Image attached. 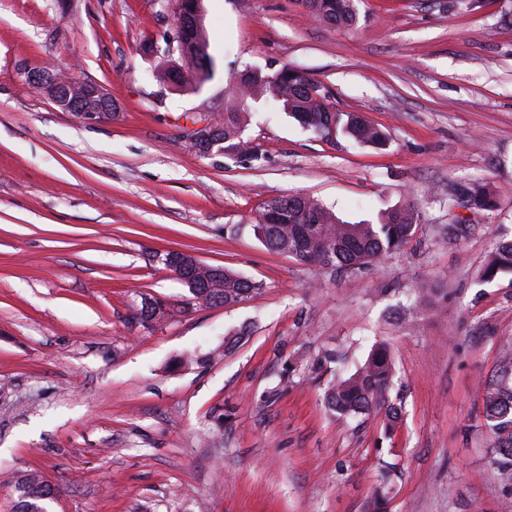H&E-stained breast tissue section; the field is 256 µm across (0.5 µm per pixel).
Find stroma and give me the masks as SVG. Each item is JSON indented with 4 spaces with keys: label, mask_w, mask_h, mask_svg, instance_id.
<instances>
[{
    "label": "stroma",
    "mask_w": 512,
    "mask_h": 512,
    "mask_svg": "<svg viewBox=\"0 0 512 512\" xmlns=\"http://www.w3.org/2000/svg\"><path fill=\"white\" fill-rule=\"evenodd\" d=\"M202 5L212 72L193 91L153 80L144 51L173 30L175 0H0V512L28 469L56 487L50 512H368L380 493L384 512H512L484 405L512 354V275L480 277L512 238V0H359L351 29L297 0ZM247 66L308 72L386 146L327 141L256 103L245 135L261 160L196 153L192 121L223 111ZM34 70L98 83L117 110L62 111ZM469 179L494 212L449 207ZM293 193L351 223L409 203L419 226L375 266L301 265L253 231ZM166 250L260 289L197 302L156 261ZM421 288L439 289L436 311L410 309ZM146 297L173 316L141 324ZM377 343L402 407L389 431L323 401Z\"/></svg>",
    "instance_id": "35a3bbf8"
}]
</instances>
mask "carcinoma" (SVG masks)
Returning a JSON list of instances; mask_svg holds the SVG:
<instances>
[{"mask_svg": "<svg viewBox=\"0 0 512 512\" xmlns=\"http://www.w3.org/2000/svg\"><path fill=\"white\" fill-rule=\"evenodd\" d=\"M303 8L321 21L335 27H352L359 20L357 0H297ZM201 0H177L178 13H191L189 32L177 47L178 59H171L153 73L161 84L184 89L200 81V73L209 61L208 44L203 27ZM231 98L224 102V111L213 115L217 138L212 151L247 156L253 161L262 158L260 148L249 146L241 136L246 130L250 103L272 101L297 121L300 126L322 135L323 121L333 119L336 134L360 144L381 148L387 145L386 134L367 120L336 111L327 86L307 75L294 78L289 74L241 71L234 78ZM448 199L475 212H491L496 207L493 193L486 184L474 180L457 183ZM278 206L277 224L264 245L272 252L286 255L307 266L358 271L381 261L386 255L401 250L414 236L418 215L410 206L383 212L377 223L350 224L341 220L319 200L307 195H288L271 199L267 205ZM500 273L512 274V241L498 243L484 266L481 277L493 280ZM200 287L194 298L206 304L233 305L258 290V285L229 269L223 273L206 270L199 273ZM139 319L145 323L169 316V305L156 300L154 306H141ZM395 367L389 348L378 343L371 349L357 370L332 384L325 393L328 409L339 418L384 411L386 428H394L401 408L389 400ZM486 420L496 435L490 466L498 471L512 467V384L504 378L488 391ZM16 512H45L55 488L35 471L20 475L15 484Z\"/></svg>", "mask_w": 512, "mask_h": 512, "instance_id": "1", "label": "carcinoma"}]
</instances>
